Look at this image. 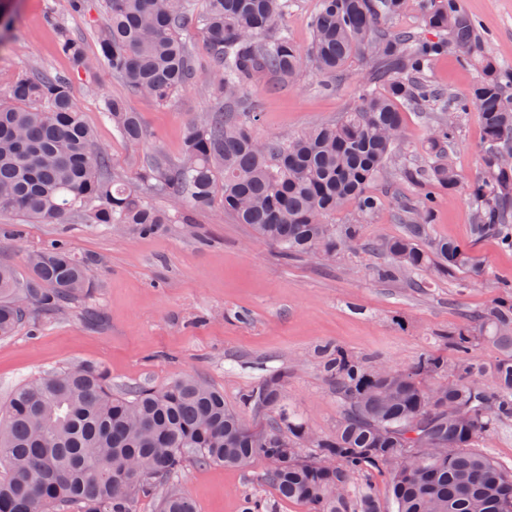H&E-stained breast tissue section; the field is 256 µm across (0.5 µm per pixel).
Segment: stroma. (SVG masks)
<instances>
[{"instance_id":"1","label":"stroma","mask_w":512,"mask_h":512,"mask_svg":"<svg viewBox=\"0 0 512 512\" xmlns=\"http://www.w3.org/2000/svg\"><path fill=\"white\" fill-rule=\"evenodd\" d=\"M485 36L484 50L499 63L512 65V0H459ZM106 0H87L84 12L66 9V0H8V32L0 34V103L10 102L13 80L33 70L72 73L74 105L109 153L112 167L135 179L153 155L178 159L188 121L212 103L217 84L209 72L159 103L130 95L126 85L104 67L73 72L57 48L58 27L80 37L88 58L100 51ZM56 13L51 25L47 13ZM376 73L357 55L337 74L331 91L311 64L284 84L256 83L247 96L257 105L254 127L260 139L299 136L330 123L355 104L357 89ZM455 52L440 56L428 73L445 96L463 99L476 79ZM126 100L139 112L145 140L120 138L103 119L104 99ZM443 108L432 102L405 115L404 137L395 165L378 176L372 191L384 207L363 226L362 238L335 258L290 259L275 245L257 239L248 225L224 211L222 195L210 207L176 210L163 196H150L156 208L175 211L176 221L140 236L121 233L88 218L66 224H31L10 212L0 213V262L23 269L27 252L55 240L77 255L92 258L97 283L93 296L58 315H43L0 338V403L19 385L44 371L89 362L107 371L115 393L134 386L160 389L182 378H196L223 391L227 407L241 410L252 427L265 426L269 412L242 409L241 396L268 373L284 369L285 405L320 434L335 431L340 404L320 367L326 344L372 358L393 369L410 365L421 353L448 355L442 333L462 323L466 314L487 309L512 284V252L494 240L475 239L471 201L460 192L441 203L436 236L469 249L493 273L488 281L459 287L430 279L410 287L406 278L390 282L374 274L383 258L372 241L403 232L401 199L414 195L400 170L423 162L429 130ZM483 132L475 109L458 125L452 158L466 180L483 172ZM473 450L512 470V421L476 439ZM263 461L241 468L202 466L187 459L175 484L194 502L196 512H243L261 501L263 512H308L280 500L260 480Z\"/></svg>"}]
</instances>
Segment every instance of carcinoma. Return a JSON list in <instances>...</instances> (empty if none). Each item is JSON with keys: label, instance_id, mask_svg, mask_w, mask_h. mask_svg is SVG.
Instances as JSON below:
<instances>
[{"label": "carcinoma", "instance_id": "obj_1", "mask_svg": "<svg viewBox=\"0 0 512 512\" xmlns=\"http://www.w3.org/2000/svg\"><path fill=\"white\" fill-rule=\"evenodd\" d=\"M97 63L139 97L166 102L187 88L199 68L180 30L195 15V0H107ZM406 0H321L312 37L301 52L277 28L288 0H205L210 68L219 75L215 102L188 123L181 157L156 155L140 181L183 207L210 206L223 177L224 212L293 258L334 255L360 240L363 220L382 199L370 183L396 156L404 114L438 97L427 71L452 49L474 68L469 103L454 102L436 120L426 160L402 169L417 187L406 207L404 233L376 250L386 262L382 279L428 272L436 279L489 276L470 251L437 238L433 224L443 197L467 188L472 232L512 251V67L484 55L475 21L457 0H420L436 40L380 28ZM59 51L74 70L91 66L82 39L59 29ZM357 54L375 61L378 85L360 86L356 104L331 124L288 140H260L259 113L246 106L256 82L294 78L302 59L326 76ZM72 75L34 71L14 79L12 103L0 104V212L30 221L66 224L82 213L94 224L149 234L175 217L149 204L111 170L72 100ZM478 112L484 131V175L464 184L449 160L460 112ZM103 112L124 140L145 137L139 113L122 99ZM352 222L328 217L346 204ZM91 260L63 243L27 254L28 275L0 264V336L13 335L34 314L64 311L96 288ZM456 354L450 363L425 352L405 369L381 375L366 359L339 345L321 351V367L336 387L343 417L330 435L308 440L310 428L282 403L288 370L269 374L243 394L253 410L275 409L263 429L224 406V394L195 379L161 389L112 393L99 366L76 364L20 385L0 406V512H56L67 503L84 512H133L134 503L177 474L185 461L243 467L269 464L263 479L276 495L310 512H381L370 491L352 499V481L377 472L388 477L397 512H512V474L469 451L480 435L512 419V285L486 311L441 335ZM490 343L500 351L487 366L471 358ZM490 374L492 385L479 379ZM429 379L431 384L423 385ZM160 512H195L182 492L166 491Z\"/></svg>", "mask_w": 512, "mask_h": 512}]
</instances>
